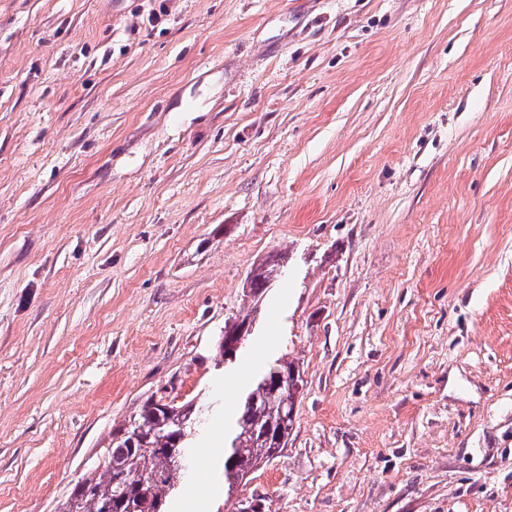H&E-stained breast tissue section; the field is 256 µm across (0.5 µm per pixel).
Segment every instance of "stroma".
Wrapping results in <instances>:
<instances>
[{"label":"stroma","instance_id":"obj_1","mask_svg":"<svg viewBox=\"0 0 512 512\" xmlns=\"http://www.w3.org/2000/svg\"><path fill=\"white\" fill-rule=\"evenodd\" d=\"M152 395L216 405L173 512H512V0H0V512ZM284 259L285 256L282 254L270 256V258L266 261V264H261L251 272L248 281L252 278V288L254 291L253 294L249 295L255 305L261 300L267 289L270 288L271 284H268L270 281L271 273L276 267L282 265V261H284ZM295 366L294 360L281 357L255 378L235 429L225 441L222 469L227 492L247 482L251 473L278 457L286 447L294 427L298 399L288 389V382L294 392L302 387L296 377L294 381L286 378L287 393L280 381L281 375L289 376Z\"/></svg>","mask_w":512,"mask_h":512}]
</instances>
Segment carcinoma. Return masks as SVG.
Returning <instances> with one entry per match:
<instances>
[{
    "mask_svg": "<svg viewBox=\"0 0 512 512\" xmlns=\"http://www.w3.org/2000/svg\"><path fill=\"white\" fill-rule=\"evenodd\" d=\"M285 256L276 254L251 272L252 302L261 300L271 273ZM295 361L279 358L257 376L247 393L233 433L225 442L224 486L231 492L255 470L278 457L294 427L298 396L281 387ZM199 408L148 398L138 412L112 432L87 475L73 486L81 512H168L169 499L185 487L192 460L191 437L201 424Z\"/></svg>",
    "mask_w": 512,
    "mask_h": 512,
    "instance_id": "obj_1",
    "label": "carcinoma"
}]
</instances>
